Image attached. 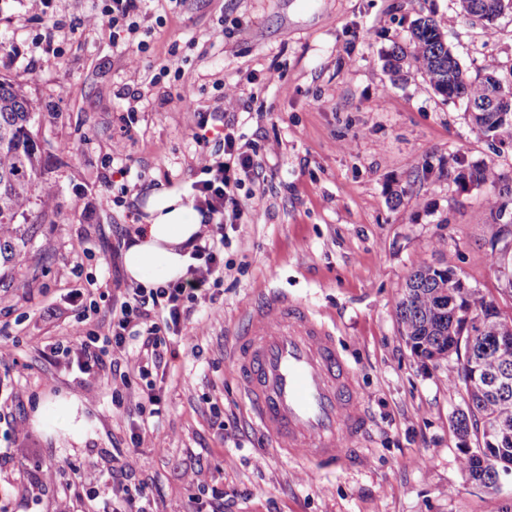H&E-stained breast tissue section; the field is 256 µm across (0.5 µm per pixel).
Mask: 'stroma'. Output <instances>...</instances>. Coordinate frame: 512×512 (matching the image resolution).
<instances>
[{"label": "stroma", "mask_w": 512, "mask_h": 512, "mask_svg": "<svg viewBox=\"0 0 512 512\" xmlns=\"http://www.w3.org/2000/svg\"><path fill=\"white\" fill-rule=\"evenodd\" d=\"M101 5L53 0L58 51L48 54L24 0H0V41L14 48L0 75L44 104L34 131L59 187L55 212L31 205L17 262L0 265V512H110L116 465L154 512H195L204 488L223 491L224 512H503L512 475L491 489L460 469L456 358H417L395 304L418 263L444 260L512 314L494 263L512 225L493 237L485 190L460 191L439 174L455 155L512 174V145L479 135L464 104L420 74L392 83L383 54L429 13L463 69L505 75L512 15L490 39L460 16L459 0H151L146 51L122 56L110 33L78 26ZM173 52L181 77L152 84ZM182 83L192 104L177 97ZM126 88L141 94L136 111ZM228 93L242 139L263 151L262 175L239 191L244 216L224 245L209 316L168 337L149 380L135 368L141 341L129 338L114 404L111 370L79 375L50 351L78 343L70 291L103 282L104 311L130 288L112 254L118 234L143 223L151 188L188 191L194 136L200 122L215 126ZM117 143L130 158L123 178L112 174ZM105 193L126 202L102 206ZM272 292L315 309L356 372L372 421L363 463L314 471L253 426L229 350L246 309ZM151 390L163 411L143 424L136 407Z\"/></svg>", "instance_id": "stroma-1"}]
</instances>
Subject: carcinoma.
<instances>
[{
  "label": "carcinoma",
  "mask_w": 512,
  "mask_h": 512,
  "mask_svg": "<svg viewBox=\"0 0 512 512\" xmlns=\"http://www.w3.org/2000/svg\"><path fill=\"white\" fill-rule=\"evenodd\" d=\"M459 7L464 17L480 23L484 34L494 38L498 25L487 22L486 15L512 13V0H460ZM412 67L445 100L468 95L480 98L497 78L493 73L472 76L463 70L444 30L428 14L412 21L406 43L395 42L385 53V68L392 81L404 79ZM38 111L40 105L27 84L0 76V262L4 264L16 256V224L18 218L26 216L32 202H39L46 214L57 207L59 189L44 176L47 158L33 132ZM470 121L485 137L512 141V125L500 123L495 112H477ZM465 171L487 187L490 213L503 206L505 197L499 185L505 174L456 156L442 175L459 187ZM451 271L453 267L447 263H419L408 275L396 302L397 322L402 338L421 360L438 362L457 356L465 410L454 417L453 428L461 437L473 434L477 439L476 448L464 450L461 471L467 478L495 489L501 475L512 473V342L502 344L503 336L512 338V316L500 314L482 322L471 339L459 343L462 313L479 317L489 299L472 288L458 309L448 308L445 285ZM475 365L480 367L481 380L471 385L468 373ZM489 432L498 434L495 448L484 447Z\"/></svg>",
  "instance_id": "obj_1"
}]
</instances>
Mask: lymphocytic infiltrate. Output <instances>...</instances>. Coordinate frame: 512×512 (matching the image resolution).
<instances>
[{"instance_id": "obj_1", "label": "lymphocytic infiltrate", "mask_w": 512, "mask_h": 512, "mask_svg": "<svg viewBox=\"0 0 512 512\" xmlns=\"http://www.w3.org/2000/svg\"><path fill=\"white\" fill-rule=\"evenodd\" d=\"M146 0H104L103 7L85 21V26L108 30L122 49L144 50L138 42L139 20ZM224 127L217 132V148H210L206 135L196 137L198 149L192 168L191 184L195 209L202 215L205 230L186 248L191 263L185 278L157 288L128 289L122 301L112 302L108 318L97 321L94 329H84L88 308L84 292L75 288L71 300L79 309V326L75 333L77 347L63 348L62 354L79 373L91 374L106 369L113 352L122 350L128 337L139 336L144 346L165 345L167 336L177 334L182 321L189 318L192 307L207 298V287L224 266L227 230L239 224L243 209L237 192L246 176L258 175L262 159L257 147L242 143L234 130V98L225 95Z\"/></svg>"}]
</instances>
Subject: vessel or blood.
Masks as SVG:
<instances>
[{
  "mask_svg": "<svg viewBox=\"0 0 512 512\" xmlns=\"http://www.w3.org/2000/svg\"><path fill=\"white\" fill-rule=\"evenodd\" d=\"M230 371L254 424L286 457L349 465L369 420L347 358L312 307L270 294L236 334Z\"/></svg>",
  "mask_w": 512,
  "mask_h": 512,
  "instance_id": "vessel-or-blood-1",
  "label": "vessel or blood"
}]
</instances>
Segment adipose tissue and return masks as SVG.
Wrapping results in <instances>:
<instances>
[{
  "mask_svg": "<svg viewBox=\"0 0 512 512\" xmlns=\"http://www.w3.org/2000/svg\"><path fill=\"white\" fill-rule=\"evenodd\" d=\"M145 211L146 222L123 264L130 280L155 288L185 277L190 259L182 246L204 226L191 199L175 190L152 189Z\"/></svg>",
  "mask_w": 512,
  "mask_h": 512,
  "instance_id": "ef3b65f1",
  "label": "adipose tissue"
}]
</instances>
